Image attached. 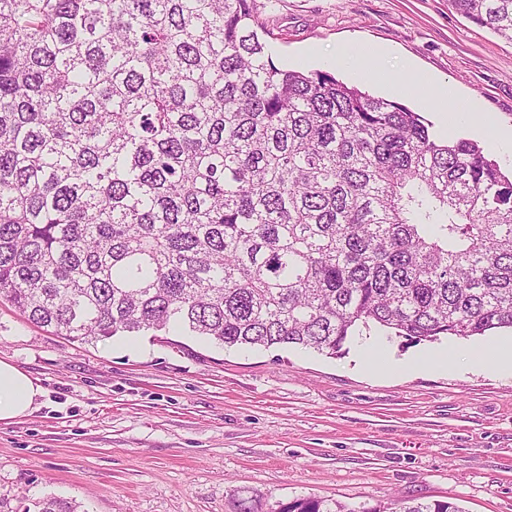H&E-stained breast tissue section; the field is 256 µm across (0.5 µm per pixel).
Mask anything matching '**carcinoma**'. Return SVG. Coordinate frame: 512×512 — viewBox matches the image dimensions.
Masks as SVG:
<instances>
[{
	"label": "carcinoma",
	"instance_id": "carcinoma-1",
	"mask_svg": "<svg viewBox=\"0 0 512 512\" xmlns=\"http://www.w3.org/2000/svg\"><path fill=\"white\" fill-rule=\"evenodd\" d=\"M448 2L512 42V0ZM258 26L254 0H0V298L82 344L512 328V179L399 101L277 67Z\"/></svg>",
	"mask_w": 512,
	"mask_h": 512
}]
</instances>
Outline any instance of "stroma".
<instances>
[{
	"label": "stroma",
	"instance_id": "35a3bbf8",
	"mask_svg": "<svg viewBox=\"0 0 512 512\" xmlns=\"http://www.w3.org/2000/svg\"><path fill=\"white\" fill-rule=\"evenodd\" d=\"M276 66L391 90L339 63L382 47L377 64L453 87L465 111L404 103L443 139L477 141L503 173L512 143V42L448 0H254ZM512 336L411 344L380 329L329 357L300 347L224 348L178 331L80 344L0 300V359L35 379L40 404L0 423V512L53 496L84 512H286L315 498L383 507L397 497L512 512V376L473 366L470 349ZM457 347L455 369L374 372L367 350L405 360Z\"/></svg>",
	"mask_w": 512,
	"mask_h": 512
}]
</instances>
